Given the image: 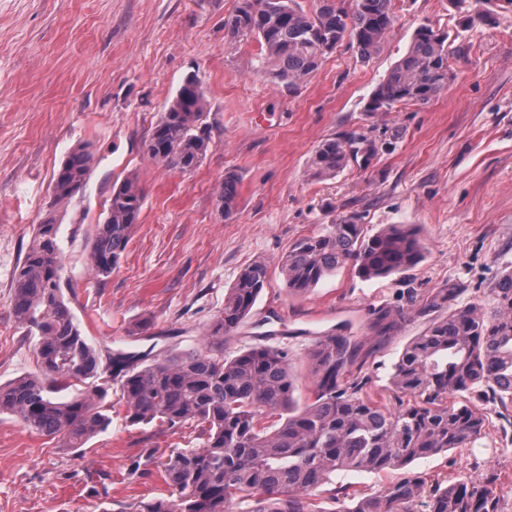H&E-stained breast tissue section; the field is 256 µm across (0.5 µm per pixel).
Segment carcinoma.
Returning a JSON list of instances; mask_svg holds the SVG:
<instances>
[{
	"label": "carcinoma",
	"mask_w": 512,
	"mask_h": 512,
	"mask_svg": "<svg viewBox=\"0 0 512 512\" xmlns=\"http://www.w3.org/2000/svg\"><path fill=\"white\" fill-rule=\"evenodd\" d=\"M393 25L392 0H316L311 11L299 0H238L224 30L232 47L256 39L268 80L296 88L345 40L361 60L369 59ZM463 51L448 33L419 27L367 111L428 103L455 78L451 60ZM206 106L199 80L186 78L144 142L145 154L166 168L193 171L215 145ZM365 141L357 133L322 141L311 158L313 175L340 173L358 161ZM93 163L87 147H76L53 175V202L67 203L84 188ZM237 186V175L226 172L217 194L226 220L236 211ZM143 204L136 177L112 185L89 251L94 278H107L119 266ZM58 228L51 219L38 225L13 272L10 303L37 337L39 374L0 384V416L82 448L112 425L107 396L113 391L132 424L200 428V445L174 451L163 465L168 494L122 512H230L236 499L252 501L250 512H324L316 497L331 475L403 469L418 458L465 448L485 423L472 400L504 409L512 405V269L491 289L489 310L454 305L455 288H438L422 298L408 295L396 316L404 320L415 310L432 320L392 366L390 384L401 395L396 407L379 405L364 391V378L354 372L362 338L349 333L322 337L310 353L312 400L302 404L295 397L288 351L258 345L224 355V340L236 333L269 284L265 261L240 270L201 346L151 362L139 352L119 350L103 361L65 301ZM422 253L421 240L405 224L370 235L361 216L340 213L293 242L282 267L288 292L297 295L346 266L366 280L405 272ZM70 388L78 389L76 396L58 397ZM456 395L460 404L448 403ZM426 484L424 477L407 473L338 512H416L422 499L427 512H500L494 475L478 483L437 484L429 491Z\"/></svg>",
	"instance_id": "carcinoma-1"
}]
</instances>
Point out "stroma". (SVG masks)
<instances>
[{
	"label": "stroma",
	"instance_id": "obj_1",
	"mask_svg": "<svg viewBox=\"0 0 512 512\" xmlns=\"http://www.w3.org/2000/svg\"><path fill=\"white\" fill-rule=\"evenodd\" d=\"M237 0H0V383L37 373L35 339L10 304L15 266L47 216L59 226L65 299L101 355L118 348L161 356L200 346L239 271L257 259L269 284L224 346L287 349L297 398L313 385L308 356L319 336L344 328L364 337L358 364L367 393L395 406L392 365L427 326L411 316L389 330L375 312L408 291L456 289V303L490 304L512 268V7L494 0L493 25L477 22L478 0H392L395 24L379 52L360 60L342 43L298 89L271 84L251 67L257 41L230 49L224 22ZM424 24L458 36L465 54L447 90L424 105L368 113L377 85ZM207 98L215 144L194 171L158 166L143 143L188 76ZM356 132L376 145L369 163L314 177L310 159L328 138ZM84 145L95 163L87 185L54 205L50 182ZM240 177L234 219L221 218L225 171ZM137 175L145 202L119 267L87 272L90 242L112 186ZM354 211L368 232L413 224L420 263L366 280L345 267L306 293L288 292L289 246L336 215ZM485 426L466 448L415 460L427 482L498 477L500 512H512V422L481 404ZM201 442L194 428L133 425L123 409L85 449L63 447L0 417V512H98L166 493L162 462ZM147 473L133 468L145 457ZM400 474L342 472L323 486L325 512L340 489L375 492Z\"/></svg>",
	"mask_w": 512,
	"mask_h": 512
}]
</instances>
